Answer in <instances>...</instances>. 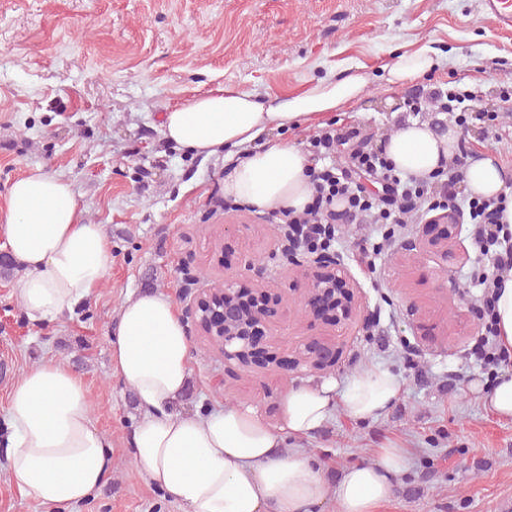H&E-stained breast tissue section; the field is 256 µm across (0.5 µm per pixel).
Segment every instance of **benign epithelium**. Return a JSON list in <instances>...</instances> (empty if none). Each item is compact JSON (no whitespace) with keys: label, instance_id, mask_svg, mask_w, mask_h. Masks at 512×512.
<instances>
[{"label":"benign epithelium","instance_id":"7a95c632","mask_svg":"<svg viewBox=\"0 0 512 512\" xmlns=\"http://www.w3.org/2000/svg\"><path fill=\"white\" fill-rule=\"evenodd\" d=\"M351 273L347 265L336 260L326 270L313 272L303 283L304 304L313 315L329 316L335 326L345 328L357 316L359 296L348 287ZM269 289L258 286L245 290L239 279H224V289L186 304L185 318L219 344L224 364H246L267 342L265 327L274 318H288V309H275ZM297 357L291 371L305 375L315 370L335 367L342 357L339 339H313L296 348Z\"/></svg>","mask_w":512,"mask_h":512}]
</instances>
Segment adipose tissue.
<instances>
[{
  "mask_svg": "<svg viewBox=\"0 0 512 512\" xmlns=\"http://www.w3.org/2000/svg\"><path fill=\"white\" fill-rule=\"evenodd\" d=\"M440 64L421 44L384 68L388 86L431 73ZM372 80L366 66L348 65L337 79L306 83L287 94L255 95L227 89L195 97L166 112L165 138L185 152L223 154L233 167L224 194L257 212L303 211L310 197L307 153L268 135L311 124L318 114L359 101ZM454 132L409 120L386 139L384 150L403 176L425 178L454 155ZM506 172L493 158L469 161L465 184L479 197L505 196L502 221L512 233V195ZM10 254L23 269L18 294L27 318L52 322L73 312L104 282L112 250L102 225L84 212L62 177L35 168L15 180L0 211ZM111 372L142 409L131 432L130 458L152 487L184 512H317L329 499L336 512H376L389 500L406 456L379 449L375 458L346 466L328 482L319 459L298 448L335 412L356 421L386 415L403 384L391 370L371 366L346 385L335 379L291 385L277 424L256 408L229 405L206 415L181 411L193 356L172 297L131 293L109 329ZM8 473L22 495L47 512H70L93 496L112 470L110 439L91 418L83 377L68 363L48 359L25 371L4 408Z\"/></svg>",
  "mask_w": 512,
  "mask_h": 512,
  "instance_id": "adipose-tissue-1",
  "label": "adipose tissue"
}]
</instances>
